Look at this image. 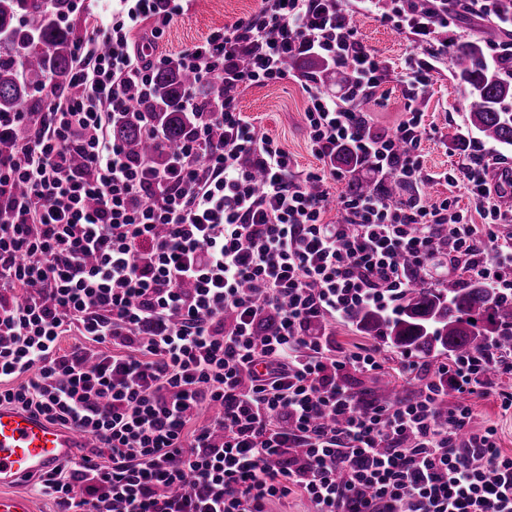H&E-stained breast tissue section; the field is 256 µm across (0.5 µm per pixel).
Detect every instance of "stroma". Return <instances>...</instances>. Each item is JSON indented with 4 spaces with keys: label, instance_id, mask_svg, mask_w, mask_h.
Wrapping results in <instances>:
<instances>
[{
    "label": "stroma",
    "instance_id": "1",
    "mask_svg": "<svg viewBox=\"0 0 512 512\" xmlns=\"http://www.w3.org/2000/svg\"><path fill=\"white\" fill-rule=\"evenodd\" d=\"M258 3L259 0H196L187 15L172 23L163 38L153 44L151 51L157 56H175L187 47L202 43L211 31L223 27L234 17L254 11ZM448 21V42L452 45L466 38H479L489 45L512 37L498 22L460 8L449 13ZM355 23L360 38L389 62L392 71H400L413 49L412 42L406 36L393 33L372 16L356 14ZM386 91L385 100L372 105L368 114L370 126L382 135L393 132L404 117L402 83L392 82ZM239 106L260 133L282 144L291 158L293 169L321 171L323 163L312 153L309 144L304 122L306 94L300 83L288 79L250 89L241 95ZM464 112L463 90L451 73V57L443 55L436 63L434 81L427 95L425 122L431 133L422 142L421 155L424 170L430 174L431 180L421 191L434 198L457 197L461 207L470 209L474 203L464 187H451L436 178L437 173L458 167L470 160L473 154V140L463 137ZM399 355V349L386 348L381 369L351 374L349 386L357 392L388 382L403 390L410 389L409 378L400 370ZM468 402L473 408L474 426L494 427L501 453L512 456V410L504 411L497 394L492 392L470 396Z\"/></svg>",
    "mask_w": 512,
    "mask_h": 512
}]
</instances>
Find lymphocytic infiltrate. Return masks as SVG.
Listing matches in <instances>:
<instances>
[{
    "mask_svg": "<svg viewBox=\"0 0 512 512\" xmlns=\"http://www.w3.org/2000/svg\"><path fill=\"white\" fill-rule=\"evenodd\" d=\"M359 2L416 43L448 25V0L425 16L415 0L385 11ZM191 3L112 0L76 37L70 94L43 112L0 113V404L100 445L36 487L62 512H272L291 494L311 512H512V457L493 427H472L467 402L494 390L512 408L501 387L512 351L432 368L404 354L416 394L367 405L346 376L379 370V349L346 351L325 331L360 306L395 311L443 251L512 297V241L495 231L507 215L484 149L440 175L464 184L474 210L454 197L335 200L328 183L341 172L292 171L239 109L241 93L286 79L293 58H330L348 75L342 98L299 78L312 152L327 162L347 143L380 179L422 184L428 129L416 101L434 64L408 55L405 119L393 135L359 136L348 105L376 98L391 70L359 37L348 0H260L178 56L236 93L215 112L186 94L195 121L159 166L130 157L111 125L121 114L155 136L127 90L148 92L164 63L150 47ZM263 314L274 327L260 337ZM71 332L80 343L61 350ZM449 390L458 401L436 415ZM295 448L304 464L290 460Z\"/></svg>",
    "mask_w": 512,
    "mask_h": 512,
    "instance_id": "lymphocytic-infiltrate-1",
    "label": "lymphocytic infiltrate"
}]
</instances>
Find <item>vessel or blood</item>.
I'll return each mask as SVG.
<instances>
[{"label":"vessel or blood","mask_w":512,"mask_h":512,"mask_svg":"<svg viewBox=\"0 0 512 512\" xmlns=\"http://www.w3.org/2000/svg\"><path fill=\"white\" fill-rule=\"evenodd\" d=\"M88 436L11 405L0 406V512H34L23 483L79 459Z\"/></svg>","instance_id":"obj_1"}]
</instances>
